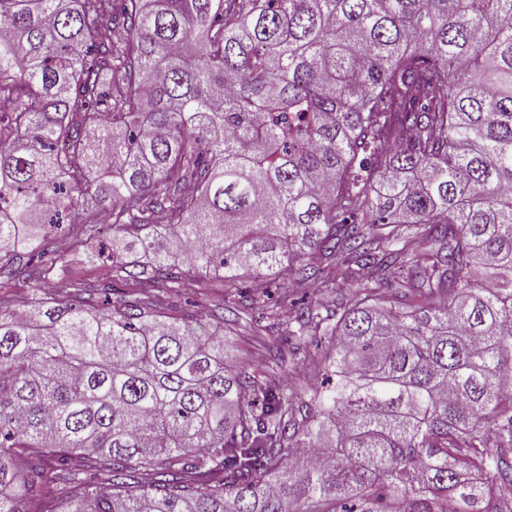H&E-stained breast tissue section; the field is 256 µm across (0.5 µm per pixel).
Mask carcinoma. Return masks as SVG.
Segmentation results:
<instances>
[{
	"mask_svg": "<svg viewBox=\"0 0 512 512\" xmlns=\"http://www.w3.org/2000/svg\"><path fill=\"white\" fill-rule=\"evenodd\" d=\"M1 102L0 512H512V0H0ZM204 268L353 282L322 384L166 320ZM46 277L52 285L89 281L112 282L111 270L100 262L89 260L84 254L62 256Z\"/></svg>",
	"mask_w": 512,
	"mask_h": 512,
	"instance_id": "carcinoma-1",
	"label": "carcinoma"
}]
</instances>
